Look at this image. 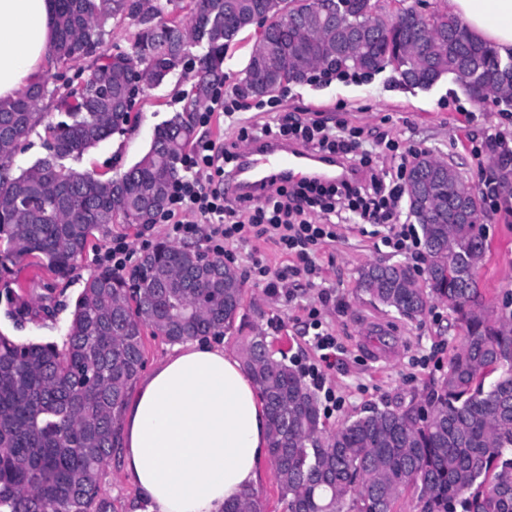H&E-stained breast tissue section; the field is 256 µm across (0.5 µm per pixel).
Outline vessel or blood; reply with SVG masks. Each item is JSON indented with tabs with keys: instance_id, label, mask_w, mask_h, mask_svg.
I'll use <instances>...</instances> for the list:
<instances>
[{
	"instance_id": "obj_1",
	"label": "vessel or blood",
	"mask_w": 512,
	"mask_h": 512,
	"mask_svg": "<svg viewBox=\"0 0 512 512\" xmlns=\"http://www.w3.org/2000/svg\"><path fill=\"white\" fill-rule=\"evenodd\" d=\"M351 172L333 158H319L294 145L260 141L242 154L226 186L230 191L258 198L270 180L297 182L304 178L350 177Z\"/></svg>"
}]
</instances>
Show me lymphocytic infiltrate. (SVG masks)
Masks as SVG:
<instances>
[{"mask_svg": "<svg viewBox=\"0 0 512 512\" xmlns=\"http://www.w3.org/2000/svg\"><path fill=\"white\" fill-rule=\"evenodd\" d=\"M264 138L337 157L360 176L330 183L304 180L290 187L272 181L259 199L233 197L224 189V177L238 154L204 134L182 157V173L169 188L160 216L169 236L184 240L205 233L209 251L220 257L230 256L232 245L261 239L293 259L294 275L309 280L318 274L311 247L336 240L340 224L387 225L383 245L397 255H416L420 245L416 229L401 221L406 163L394 168L372 165L361 130L333 129L292 114L273 125L255 123L239 130L242 142ZM307 319L317 354L309 374L317 379L335 366L340 349L335 336L323 328L317 308H309Z\"/></svg>", "mask_w": 512, "mask_h": 512, "instance_id": "obj_1", "label": "lymphocytic infiltrate"}]
</instances>
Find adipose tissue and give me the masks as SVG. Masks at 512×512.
I'll list each match as a JSON object with an SVG mask.
<instances>
[{
	"label": "adipose tissue",
	"instance_id": "obj_1",
	"mask_svg": "<svg viewBox=\"0 0 512 512\" xmlns=\"http://www.w3.org/2000/svg\"><path fill=\"white\" fill-rule=\"evenodd\" d=\"M450 14L500 57L512 55V0H448ZM54 0H0V99L41 74ZM117 453L135 512H224L255 487L269 422L250 374L222 347L176 345L122 410Z\"/></svg>",
	"mask_w": 512,
	"mask_h": 512
}]
</instances>
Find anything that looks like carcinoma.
Masks as SVG:
<instances>
[{"instance_id": "obj_1", "label": "carcinoma", "mask_w": 512, "mask_h": 512, "mask_svg": "<svg viewBox=\"0 0 512 512\" xmlns=\"http://www.w3.org/2000/svg\"><path fill=\"white\" fill-rule=\"evenodd\" d=\"M316 0H56V37L48 55L68 63L97 52L109 20L137 21L134 51L104 55L77 91L61 95L44 82L0 100V268L35 258L66 278L94 233L155 223L170 183L195 135L193 113L224 80V55L235 38L267 21L268 43L251 51L240 86L254 97L303 81L332 53L338 67L378 72L393 67L410 88H428L472 67L486 96L512 89V69L497 51L472 37H448L464 26L446 13L429 16L421 35L412 6L380 28L369 0H338L324 20ZM213 29L182 112L157 126L149 150L116 178L102 179L66 164L124 130L130 113L117 110L130 86L162 84L182 62L200 29ZM360 37L353 52L346 39ZM56 95L59 120L39 111ZM43 127L50 152L12 174L11 146ZM408 194L424 216L426 278L419 284L402 263H369L359 292L403 317L422 316L433 302L448 306L465 331L448 369L426 402L369 407L323 430L319 403L304 376L269 351L258 332L243 348V364L264 397L269 455L288 512H394L406 490L420 512H512V313L492 318L482 304L479 267L457 260L486 253L476 230L480 200L453 165L418 155ZM459 210L448 223V208ZM195 247L158 244L130 276L91 273L76 299L63 345L19 342L0 334V512H108L99 472L118 447L122 406L143 366L149 328L170 343L214 336L230 328L243 288L224 259ZM224 512H264L247 494Z\"/></svg>"}]
</instances>
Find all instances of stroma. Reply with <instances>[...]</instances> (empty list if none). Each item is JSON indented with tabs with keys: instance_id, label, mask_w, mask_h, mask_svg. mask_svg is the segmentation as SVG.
Instances as JSON below:
<instances>
[{
	"instance_id": "35a3bbf8",
	"label": "stroma",
	"mask_w": 512,
	"mask_h": 512,
	"mask_svg": "<svg viewBox=\"0 0 512 512\" xmlns=\"http://www.w3.org/2000/svg\"><path fill=\"white\" fill-rule=\"evenodd\" d=\"M201 48L162 85L139 92L135 97L138 121L91 149L73 166L93 170L105 178L126 171L149 149L154 129L182 108L181 94L191 86ZM277 112H245L248 121H274L294 113L303 117L342 123L375 135L385 133L403 139L415 153H430L455 164L478 183L481 170L490 169L496 150L481 158L470 153L471 140L504 130L512 135V111L507 106L475 103L449 76L427 89L399 84L392 69L364 74L361 82L335 79L319 86L313 80L288 84L279 91ZM506 207L497 214L482 213L486 231V261L478 273L485 306L500 314L504 300L512 301V194L500 192ZM339 237L314 246L320 267L314 282L288 277L295 299L266 293L263 283L250 273L247 250H237L234 267L244 288L243 307L232 327L218 341L226 352L241 355L244 340L263 333L276 354L304 368L316 355L309 344L304 306L320 310L321 319L336 337L342 352L336 366L327 371L325 385L343 400L329 414L328 428H336L349 415L370 406L395 405L421 399L433 380L448 368V359L464 330L454 314L432 303L425 315L415 320L400 318L369 303L357 292L360 269L373 261L396 262L397 257L381 243L386 228L381 224H343ZM109 237L93 238L78 268L65 279H53L39 267L21 263L11 274L0 275V333L17 340L63 344L74 303L90 273L96 270V254L108 246ZM401 344L399 358L376 360L365 349L364 340ZM100 497L113 512H133L135 491L125 480L118 457H111L100 473Z\"/></svg>"
}]
</instances>
